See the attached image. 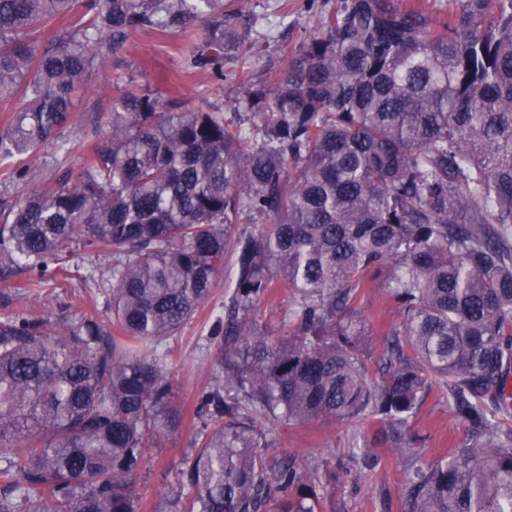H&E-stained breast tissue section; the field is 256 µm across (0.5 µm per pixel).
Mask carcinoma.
<instances>
[{
    "label": "carcinoma",
    "mask_w": 512,
    "mask_h": 512,
    "mask_svg": "<svg viewBox=\"0 0 512 512\" xmlns=\"http://www.w3.org/2000/svg\"><path fill=\"white\" fill-rule=\"evenodd\" d=\"M246 0H0V284L75 279L72 248L112 254L113 328L0 320V512H139L143 449L169 439L166 360L143 350L208 302L229 257L198 396L189 492L158 512H323L313 474L269 461L278 425L375 422L408 435L433 387L473 442L410 456L408 512H512V0H342L275 83L224 108L125 81L93 119L81 177L35 172L70 153L86 73L145 31L202 33L184 68L220 79L254 24ZM381 277L398 327L366 351L360 291ZM284 281L283 332L259 318Z\"/></svg>",
    "instance_id": "cac0c4a2"
}]
</instances>
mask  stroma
<instances>
[{"mask_svg": "<svg viewBox=\"0 0 512 512\" xmlns=\"http://www.w3.org/2000/svg\"><path fill=\"white\" fill-rule=\"evenodd\" d=\"M341 0H248L247 7L257 22L251 32V47H240L224 62L223 79L203 72H188L182 66L180 49L186 37L199 34V24L171 33L150 31L136 36L127 52L110 57L107 65L86 77L88 97L71 116L68 130L71 153L55 161V146L49 145L32 158L33 169L50 165L51 176L75 184L80 178L79 156L86 146L84 131L93 113L106 110L112 98L113 83L134 78L137 86L157 90L162 96L176 95L194 105L205 102L223 107L227 119L238 120L235 104L249 84L257 79L274 82L287 68L289 56L317 25L318 11L336 9ZM234 270L225 266L224 275L212 299L199 309L195 318L166 348L172 383V403L191 407L200 392L214 381L211 329L224 315V301L233 285ZM107 290L86 288L74 283L69 288L41 289L32 294L0 285V318L29 313L42 318L75 317L97 313L109 321ZM358 307L372 332L374 354H382L389 331L398 325L400 312L384 283L364 289ZM412 431L417 440L410 449L392 448L375 423L324 424L303 427H271L272 452L295 458L306 469H316L326 485L327 512H406L401 473L410 454L429 459L448 455L469 442L467 424L458 418L445 390L433 389L414 419ZM193 440L191 424H183L162 447L145 449L139 471L140 512H152L177 487V477ZM371 448L377 458L373 469L355 465L350 451Z\"/></svg>", "mask_w": 512, "mask_h": 512, "instance_id": "35a3bbf8", "label": "stroma"}]
</instances>
